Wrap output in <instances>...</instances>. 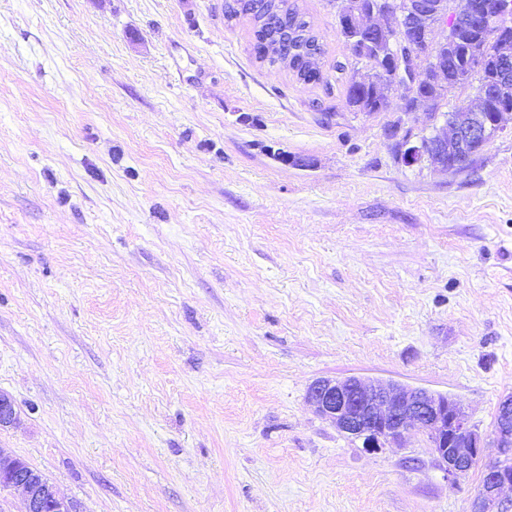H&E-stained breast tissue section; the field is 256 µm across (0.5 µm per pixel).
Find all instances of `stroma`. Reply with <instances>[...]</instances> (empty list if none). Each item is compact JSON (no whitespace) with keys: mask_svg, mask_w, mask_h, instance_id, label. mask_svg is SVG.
Wrapping results in <instances>:
<instances>
[{"mask_svg":"<svg viewBox=\"0 0 512 512\" xmlns=\"http://www.w3.org/2000/svg\"><path fill=\"white\" fill-rule=\"evenodd\" d=\"M227 0H0V449L80 512H470L427 438L363 450L307 390L512 395V121L453 173L396 159L330 0L324 80ZM344 64L336 72V64ZM476 84L403 117L412 140ZM347 99L359 112H383L388 108V98L377 96L372 83L357 82L352 78L345 87Z\"/></svg>","mask_w":512,"mask_h":512,"instance_id":"1","label":"stroma"}]
</instances>
